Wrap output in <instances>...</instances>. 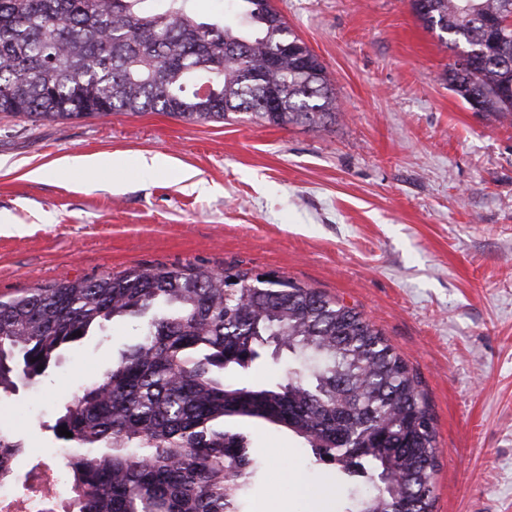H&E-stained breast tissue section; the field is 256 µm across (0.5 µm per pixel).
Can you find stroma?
Segmentation results:
<instances>
[{
	"label": "stroma",
	"instance_id": "35a3bbf8",
	"mask_svg": "<svg viewBox=\"0 0 512 512\" xmlns=\"http://www.w3.org/2000/svg\"><path fill=\"white\" fill-rule=\"evenodd\" d=\"M325 65L334 121L244 113L38 121L0 113V297L133 267L269 271L356 308L420 377L439 448L434 512H512V120L467 108L409 0H272ZM105 154L85 171L68 158ZM170 164L153 174L140 158ZM41 170L32 178V170ZM138 339L124 320L18 381L0 428L26 475L64 453L72 391ZM247 512H311L334 466L253 420Z\"/></svg>",
	"mask_w": 512,
	"mask_h": 512
}]
</instances>
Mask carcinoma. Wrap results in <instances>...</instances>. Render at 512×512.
I'll use <instances>...</instances> for the list:
<instances>
[{
	"label": "carcinoma",
	"instance_id": "obj_1",
	"mask_svg": "<svg viewBox=\"0 0 512 512\" xmlns=\"http://www.w3.org/2000/svg\"><path fill=\"white\" fill-rule=\"evenodd\" d=\"M142 2L0 0V112L336 118L326 68L270 0H243L246 28L198 20L192 0L160 13ZM409 2L425 29L449 36L448 87L470 109L511 119L512 0ZM128 318L141 320L139 342L51 426L68 445L79 512H244L258 462L236 424L249 419L291 431L335 466L346 512H432L438 448L417 375L361 313L275 273L135 267L0 299V393ZM266 344L276 382L225 381ZM24 448L0 430L1 480Z\"/></svg>",
	"mask_w": 512,
	"mask_h": 512
}]
</instances>
